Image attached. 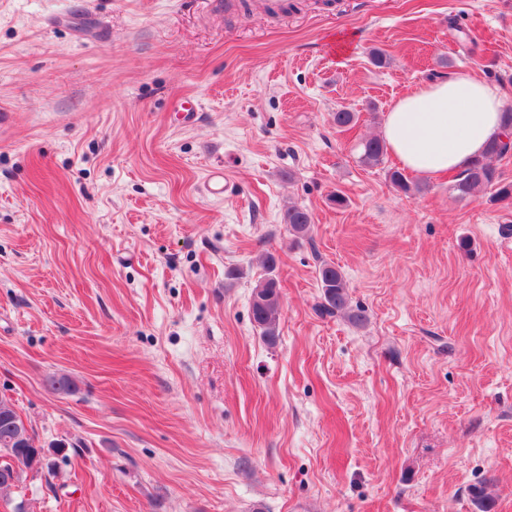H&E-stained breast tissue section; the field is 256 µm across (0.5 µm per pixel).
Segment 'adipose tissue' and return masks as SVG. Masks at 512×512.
<instances>
[{
	"instance_id": "obj_1",
	"label": "adipose tissue",
	"mask_w": 512,
	"mask_h": 512,
	"mask_svg": "<svg viewBox=\"0 0 512 512\" xmlns=\"http://www.w3.org/2000/svg\"><path fill=\"white\" fill-rule=\"evenodd\" d=\"M495 84L469 72L419 86L386 112L381 134L400 166L439 177L462 169L502 132Z\"/></svg>"
}]
</instances>
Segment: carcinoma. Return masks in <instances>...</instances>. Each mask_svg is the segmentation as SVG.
Listing matches in <instances>:
<instances>
[{"label":"carcinoma","mask_w":512,"mask_h":512,"mask_svg":"<svg viewBox=\"0 0 512 512\" xmlns=\"http://www.w3.org/2000/svg\"><path fill=\"white\" fill-rule=\"evenodd\" d=\"M503 135L487 143L484 152L470 160L454 175L450 190L461 200L492 192L491 199L503 201L512 199V183H505L494 165V161L512 153V107L502 114ZM386 147L377 137L362 143L360 160L367 166L382 163ZM391 185L405 194L421 193L425 187L410 182L399 169L388 172ZM284 222L289 230L298 237L305 236L311 227L312 216L304 208L291 205L285 211ZM261 262L266 268L267 277L252 291L251 313L255 325L262 336L270 341L278 336L281 314L280 285L273 272L277 258L272 252H265ZM321 284L320 312L330 316H341L355 327L367 322L364 311L353 309L349 301V289L342 270L333 263H324L319 267ZM48 450L38 443L36 435L24 427L13 403L0 397V497L8 498L12 490L19 486L26 467L36 463L31 471L39 472L52 469L53 463L46 456Z\"/></svg>","instance_id":"cac0c4a2"}]
</instances>
